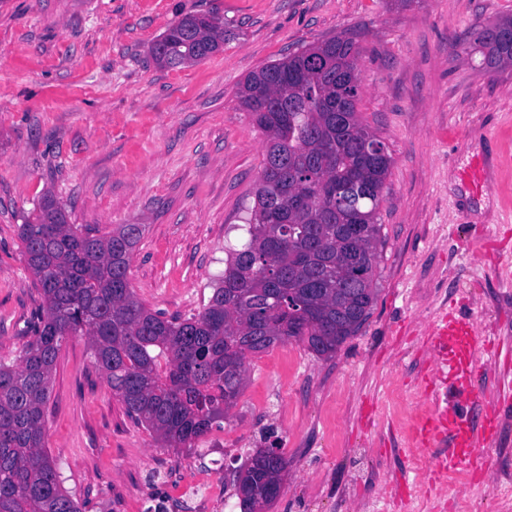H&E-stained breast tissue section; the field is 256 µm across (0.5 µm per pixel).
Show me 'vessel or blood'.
<instances>
[{"mask_svg":"<svg viewBox=\"0 0 512 512\" xmlns=\"http://www.w3.org/2000/svg\"><path fill=\"white\" fill-rule=\"evenodd\" d=\"M495 164V159L480 156L464 171L463 178L473 192L488 186V173ZM431 343L439 363L427 384L433 412L419 426L417 440L424 447L436 449L432 473L439 480L449 472L481 468L488 462L485 450L493 446L495 435L485 424L469 417L470 409L483 402L471 379L476 371L475 352L496 358L501 349L481 335L472 319L449 314L435 321Z\"/></svg>","mask_w":512,"mask_h":512,"instance_id":"obj_1","label":"vessel or blood"}]
</instances>
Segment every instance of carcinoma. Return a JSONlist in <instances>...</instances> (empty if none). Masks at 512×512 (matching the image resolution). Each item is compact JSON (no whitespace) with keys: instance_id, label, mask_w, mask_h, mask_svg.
<instances>
[{"instance_id":"1","label":"carcinoma","mask_w":512,"mask_h":512,"mask_svg":"<svg viewBox=\"0 0 512 512\" xmlns=\"http://www.w3.org/2000/svg\"><path fill=\"white\" fill-rule=\"evenodd\" d=\"M512 18L475 41L484 69L512 67ZM224 42V25L189 15L152 48L156 63L201 61ZM359 56L336 36L249 73L237 90L267 139L266 165L238 248L203 310L166 317L130 287L141 224L102 235L68 222L44 194L20 225L27 268L39 287L35 343L0 357V512H81L45 451V406L59 352L82 337L93 364L127 414L177 448L220 423L236 403L250 356L295 339L332 358L370 316L384 238L378 210L392 164L386 145L357 111ZM358 233L350 234L351 227ZM282 454L250 456L241 512L269 505L268 484L286 469Z\"/></svg>"}]
</instances>
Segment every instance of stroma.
Masks as SVG:
<instances>
[{
  "label": "stroma",
  "instance_id": "stroma-1",
  "mask_svg": "<svg viewBox=\"0 0 512 512\" xmlns=\"http://www.w3.org/2000/svg\"><path fill=\"white\" fill-rule=\"evenodd\" d=\"M212 14L224 44L171 69L151 49L178 19ZM512 0H0V356L36 339L40 296L18 226L43 192L70 221L106 233L144 225L129 266L147 308L199 313L225 248L254 204L265 137L236 97L252 71L340 34L360 52L362 122L393 163L379 207L380 292L362 330L330 359L289 340L250 359L220 427L166 448L113 397L83 339L62 347L45 446L82 512H241L233 476L277 439L288 462L263 512H429L433 452L413 450L430 415L432 323L461 305L512 349V167L475 195L459 173L512 156V67L488 73L474 49ZM491 462L463 470L447 500L500 512L512 470V400Z\"/></svg>",
  "mask_w": 512,
  "mask_h": 512
}]
</instances>
